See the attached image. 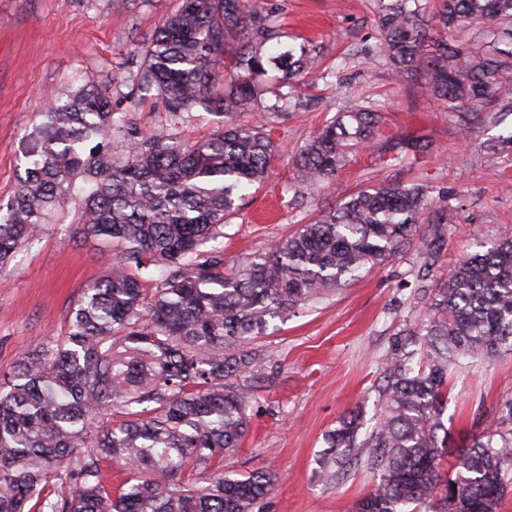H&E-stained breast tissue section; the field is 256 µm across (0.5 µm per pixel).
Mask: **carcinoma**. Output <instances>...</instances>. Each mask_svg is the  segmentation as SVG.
Instances as JSON below:
<instances>
[{
  "instance_id": "carcinoma-1",
  "label": "carcinoma",
  "mask_w": 512,
  "mask_h": 512,
  "mask_svg": "<svg viewBox=\"0 0 512 512\" xmlns=\"http://www.w3.org/2000/svg\"><path fill=\"white\" fill-rule=\"evenodd\" d=\"M423 0H380L379 54L393 75L423 70L448 112L512 111V62L480 51L448 54L423 28ZM443 37L473 24L512 25V0H439ZM277 16L256 0H180L136 43L139 78L164 102L168 125L146 129L114 110L112 82L90 73L50 93L34 144L0 206V269L78 204L77 232L112 254L75 303L66 335L42 343L0 382V512H254L276 478L224 473L250 426L245 384L261 360L250 344L270 321L312 306L410 245L422 266L448 244L444 212L426 184L361 189L284 238L234 263L213 242L266 182L276 145L242 114L256 78L279 72L276 97L318 68L301 46L273 52ZM193 111L218 117L188 143ZM379 105L338 112L300 151L311 185L331 180L351 150L377 136ZM124 143V153L112 148ZM431 146L407 139L391 167ZM424 317L395 333L381 371L376 425L353 409L325 435L316 478L327 488L361 467L376 474L351 512H500L512 492V431L492 420L459 450L452 476L442 417L462 361L512 354V235L457 262L413 295ZM120 414L114 421L112 413ZM127 479L112 488L103 462ZM53 480L68 491L44 494Z\"/></svg>"
}]
</instances>
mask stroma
<instances>
[{"instance_id":"stroma-1","label":"stroma","mask_w":512,"mask_h":512,"mask_svg":"<svg viewBox=\"0 0 512 512\" xmlns=\"http://www.w3.org/2000/svg\"><path fill=\"white\" fill-rule=\"evenodd\" d=\"M276 7L281 45L316 49L324 67H340L339 78L298 84L288 107L265 113L279 74L258 79L264 93L252 118L265 119L277 146L263 189L250 197L239 218L224 228L227 258L242 260L307 222L317 209L355 191L387 182L434 185V196L452 226L442 267L512 234V149L485 153L483 141L512 130V114L494 123L465 121L444 111L417 71L394 79L377 57L378 0H264ZM178 0H0V202L17 183L28 148L25 134L39 123L44 95L74 85L85 71L120 75L112 102L116 111L146 127L166 123L162 100L134 90L136 40L150 33ZM373 101L386 125L369 146L355 151L336 177L321 188L301 183L299 150L339 109ZM419 138L431 155L402 168L388 166L395 142ZM414 250L340 289L335 296L275 320L257 344L263 359L252 384L258 402L239 448L224 459L238 476L275 474L277 483L261 512H349L372 488L373 475L360 469L349 481L327 489L313 473L324 436L353 406H362L372 427L381 397L380 370L390 357L394 333L420 320L410 308L418 283L410 273ZM106 260L92 240L71 224H53L43 237L18 251L0 271V375L43 339L65 335L71 310L86 285L102 275ZM512 404V354L468 361L452 381L443 421L456 439L477 422L499 417Z\"/></svg>"}]
</instances>
